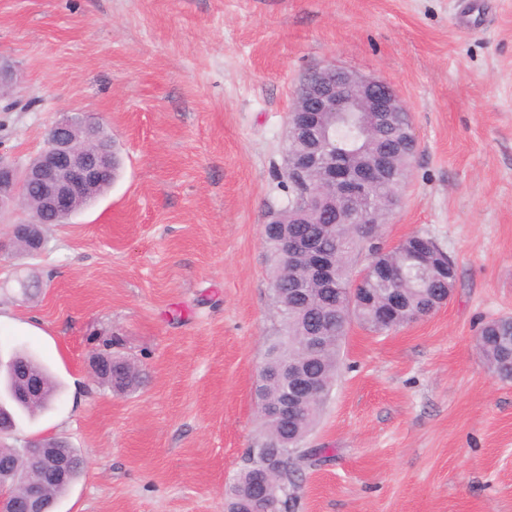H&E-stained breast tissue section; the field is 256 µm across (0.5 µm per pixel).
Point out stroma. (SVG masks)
I'll return each instance as SVG.
<instances>
[{"mask_svg": "<svg viewBox=\"0 0 512 512\" xmlns=\"http://www.w3.org/2000/svg\"><path fill=\"white\" fill-rule=\"evenodd\" d=\"M0 57L25 104L0 111V149L27 162L79 112L121 160L38 256L0 255V351L61 383L7 443L54 437L85 462L55 512H224L264 435L253 389L280 325L263 229L287 202L288 112L330 64L409 107L418 152L382 240L428 234L457 280L398 330L351 323L295 512H512V382L475 342L512 314V0H0ZM103 351L137 389L93 379Z\"/></svg>", "mask_w": 512, "mask_h": 512, "instance_id": "stroma-1", "label": "stroma"}]
</instances>
